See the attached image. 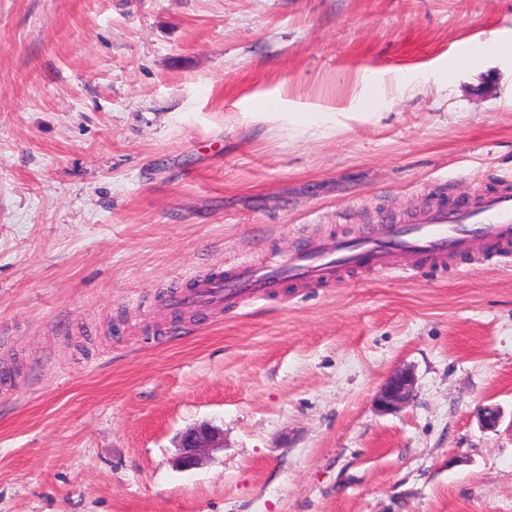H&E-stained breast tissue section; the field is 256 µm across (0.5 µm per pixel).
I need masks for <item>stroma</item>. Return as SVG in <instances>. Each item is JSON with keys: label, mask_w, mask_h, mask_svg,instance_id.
I'll return each instance as SVG.
<instances>
[{"label": "stroma", "mask_w": 512, "mask_h": 512, "mask_svg": "<svg viewBox=\"0 0 512 512\" xmlns=\"http://www.w3.org/2000/svg\"><path fill=\"white\" fill-rule=\"evenodd\" d=\"M507 182L512 0H0V512H512V256L167 303ZM416 376L410 368L394 370L379 388L373 403L383 413H396L403 409L413 396ZM224 432L208 423L185 430L179 438L176 465L182 471L198 468L210 452L223 449Z\"/></svg>", "instance_id": "1"}]
</instances>
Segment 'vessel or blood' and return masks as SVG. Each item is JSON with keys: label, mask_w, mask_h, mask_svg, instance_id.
<instances>
[{"label": "vessel or blood", "mask_w": 512, "mask_h": 512, "mask_svg": "<svg viewBox=\"0 0 512 512\" xmlns=\"http://www.w3.org/2000/svg\"><path fill=\"white\" fill-rule=\"evenodd\" d=\"M511 247L512 191L504 189L453 207L430 203L406 223L390 225L385 237L365 233L354 248L340 238L317 239L304 250L261 265L231 260L223 276L194 277L191 288L170 303L177 311L204 312L228 300L262 298L287 278L317 285L362 268L407 273L417 264L433 265L464 250L488 256Z\"/></svg>", "instance_id": "obj_1"}]
</instances>
